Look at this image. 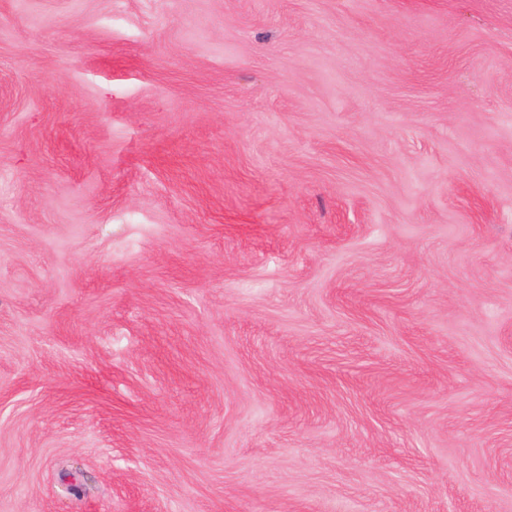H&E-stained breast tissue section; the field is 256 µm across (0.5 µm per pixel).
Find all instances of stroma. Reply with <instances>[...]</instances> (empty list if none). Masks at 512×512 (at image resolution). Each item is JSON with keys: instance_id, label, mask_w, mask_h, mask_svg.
Segmentation results:
<instances>
[{"instance_id": "35a3bbf8", "label": "stroma", "mask_w": 512, "mask_h": 512, "mask_svg": "<svg viewBox=\"0 0 512 512\" xmlns=\"http://www.w3.org/2000/svg\"><path fill=\"white\" fill-rule=\"evenodd\" d=\"M0 512H512V0H0Z\"/></svg>"}]
</instances>
